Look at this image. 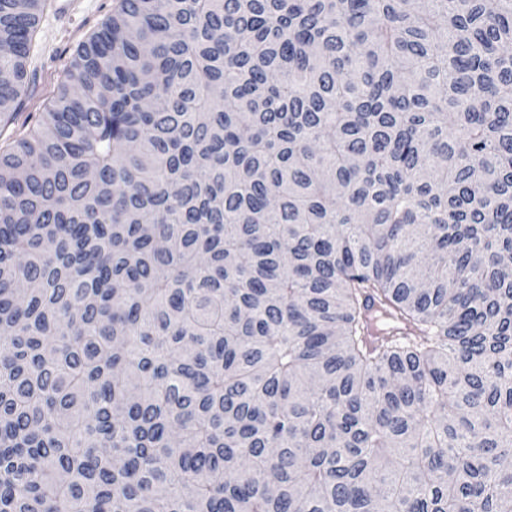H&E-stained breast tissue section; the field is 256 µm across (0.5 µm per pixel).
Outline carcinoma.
<instances>
[{"label":"carcinoma","instance_id":"obj_1","mask_svg":"<svg viewBox=\"0 0 512 512\" xmlns=\"http://www.w3.org/2000/svg\"><path fill=\"white\" fill-rule=\"evenodd\" d=\"M0 512H512V0H119L0 145Z\"/></svg>","mask_w":512,"mask_h":512}]
</instances>
